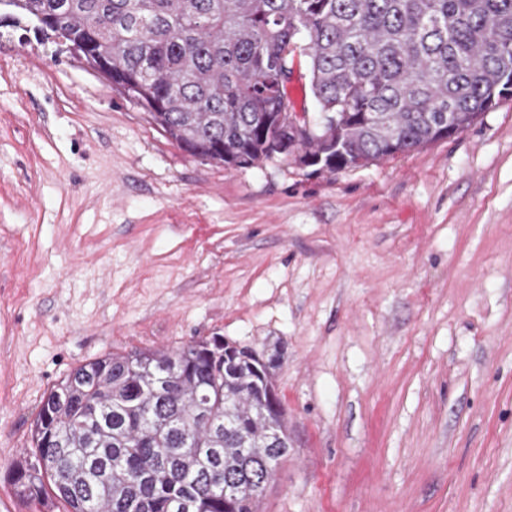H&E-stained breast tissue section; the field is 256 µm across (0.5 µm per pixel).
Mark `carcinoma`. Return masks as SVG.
<instances>
[{
  "label": "carcinoma",
  "mask_w": 512,
  "mask_h": 512,
  "mask_svg": "<svg viewBox=\"0 0 512 512\" xmlns=\"http://www.w3.org/2000/svg\"><path fill=\"white\" fill-rule=\"evenodd\" d=\"M5 18L79 43L118 89L192 154L271 158L288 97L283 58L309 45L336 169L465 130L512 91V0H0ZM213 336L170 351L108 353L42 399L17 495L67 512H258L268 469L288 457L274 359ZM68 398L58 400V393Z\"/></svg>",
  "instance_id": "1"
}]
</instances>
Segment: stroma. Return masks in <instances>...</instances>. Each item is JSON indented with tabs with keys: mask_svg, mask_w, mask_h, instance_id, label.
I'll list each match as a JSON object with an SVG mask.
<instances>
[{
	"mask_svg": "<svg viewBox=\"0 0 512 512\" xmlns=\"http://www.w3.org/2000/svg\"><path fill=\"white\" fill-rule=\"evenodd\" d=\"M283 357L260 512H512V97L336 172L181 149L65 46L0 25V512L44 395L200 337Z\"/></svg>",
	"mask_w": 512,
	"mask_h": 512,
	"instance_id": "35a3bbf8",
	"label": "stroma"
}]
</instances>
